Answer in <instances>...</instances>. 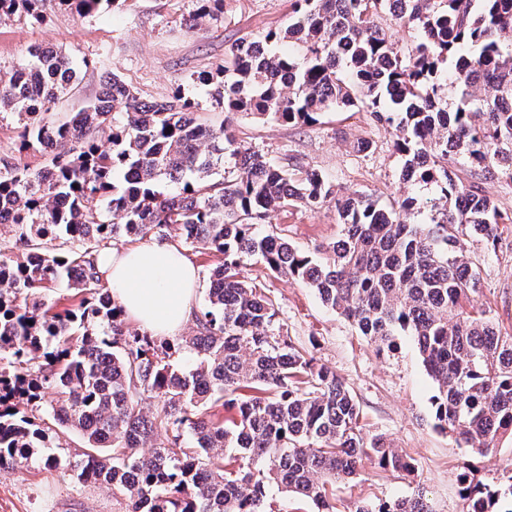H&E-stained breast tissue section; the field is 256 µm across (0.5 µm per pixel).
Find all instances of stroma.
<instances>
[{"mask_svg": "<svg viewBox=\"0 0 512 512\" xmlns=\"http://www.w3.org/2000/svg\"><path fill=\"white\" fill-rule=\"evenodd\" d=\"M193 0H119L81 17L66 7L0 21V69L23 60L33 46H50L68 54L78 86L53 106L55 116L79 111L95 101L105 81L118 75L149 100L176 92L198 99L202 88L191 74L215 69L237 38L268 30H286L290 0H224V13L198 32L181 24ZM201 122L217 127L231 120L239 144L259 150L274 164L301 160L319 171L338 195L367 196L386 204L408 196L431 198L430 186L404 182L402 159L393 148V129L373 124L365 112H330L312 124L263 122L252 115L204 109ZM368 151H358L360 142ZM277 232L298 250L314 254L319 244L341 232L334 202L321 208L291 207L268 212L255 226ZM475 263L480 282L472 300L502 334L512 335V221L499 225L494 243H462ZM245 281L268 296L275 321L292 343L316 365L334 372L351 389L360 408L365 434L386 436L411 462V473H399L363 459L358 475L336 481L329 497L331 512H355L359 501L390 502L424 492L433 512H463L458 476L495 480L512 466V439L475 455L457 446L435 426V384L422 365L411 337L397 339L395 350L377 353L345 318L325 307L312 288L271 272L257 258L240 268ZM46 449H34L31 461L0 469V512H126V497L100 484L82 482L70 472L45 468Z\"/></svg>", "mask_w": 512, "mask_h": 512, "instance_id": "stroma-1", "label": "stroma"}]
</instances>
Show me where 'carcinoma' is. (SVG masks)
Masks as SVG:
<instances>
[{
    "label": "carcinoma",
    "instance_id": "1",
    "mask_svg": "<svg viewBox=\"0 0 512 512\" xmlns=\"http://www.w3.org/2000/svg\"><path fill=\"white\" fill-rule=\"evenodd\" d=\"M57 2L80 16L115 0H0V19L33 18ZM224 0H195L190 32L223 12ZM285 37L301 58L276 49L282 35L240 38L224 63L193 81L205 101L180 93L147 100L114 74L104 97L62 118L51 105L73 91L71 58L32 47L0 72V112L18 115V153L0 157V204L24 252L0 254V466L50 447L32 413L45 411L85 440L75 456H46L50 468L127 496V512H272L267 489L324 503L328 486L372 454L395 471L410 463L383 435L368 437L359 406L336 375L315 368L275 332L273 305L238 279L258 258L318 294L378 350L414 339L436 384V426L482 454L512 436V336L470 307L479 279L461 241H492L503 216L479 187L448 169L460 154L473 179H512V0H292ZM417 32L404 50L375 24L383 13ZM454 66L459 103L448 110L443 66ZM246 112L281 123L311 122L354 109L398 132L402 177L437 190L432 222L411 217L423 202L381 205L336 199L342 237L315 259L254 224L268 211L333 198L323 176L284 168L238 144L228 128L194 114ZM110 143L101 148L98 137ZM233 163L230 176L213 181ZM165 182L178 191L164 193ZM202 242L222 255L196 333L182 337L188 370L170 341L125 326L96 254L124 236ZM64 284L77 301L53 311L44 292ZM263 392L243 400L238 391ZM148 399L160 406L144 410ZM221 403L224 417L209 406ZM152 443L148 453L143 452ZM463 512H512V474L492 483L460 479ZM355 512H432L420 492Z\"/></svg>",
    "mask_w": 512,
    "mask_h": 512
}]
</instances>
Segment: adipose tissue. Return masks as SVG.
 Instances as JSON below:
<instances>
[{"label": "adipose tissue", "instance_id": "obj_1", "mask_svg": "<svg viewBox=\"0 0 512 512\" xmlns=\"http://www.w3.org/2000/svg\"><path fill=\"white\" fill-rule=\"evenodd\" d=\"M97 266L124 314L152 336L176 338L191 319L198 273L178 246L108 248L99 253Z\"/></svg>", "mask_w": 512, "mask_h": 512}]
</instances>
